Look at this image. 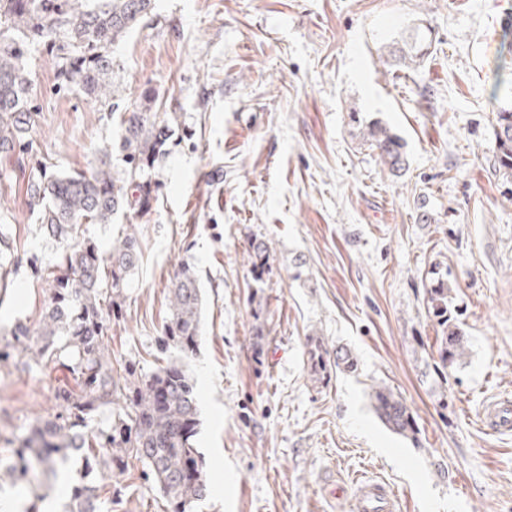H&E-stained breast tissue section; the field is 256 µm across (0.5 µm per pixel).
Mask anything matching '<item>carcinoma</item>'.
<instances>
[{"instance_id": "obj_1", "label": "carcinoma", "mask_w": 512, "mask_h": 512, "mask_svg": "<svg viewBox=\"0 0 512 512\" xmlns=\"http://www.w3.org/2000/svg\"><path fill=\"white\" fill-rule=\"evenodd\" d=\"M152 8V0H0V153L20 145L32 125L28 100L31 72L29 47H48L65 87L76 86L105 104L112 98L106 78L112 73L111 48ZM425 38L415 31L408 47L389 51L392 65L410 67L423 57ZM122 133L112 148L125 168L113 171L103 161L90 172H64L31 183L29 194L42 205L44 232L62 244L57 262L47 273L46 303L38 328L17 323L13 342L0 351L27 357V366L53 365L72 376L55 394L59 411L33 427L18 447L0 458V467L24 480L34 473L56 476L57 461L78 449L84 477L65 484L71 512H101L102 488L97 478L123 476L132 461L142 463L172 512H192L207 498L210 483L205 460L194 447L198 405L194 381L177 363L151 373L133 364L112 372L105 338L112 315L119 313L131 272L139 262L135 227L112 243L107 256L81 233L83 224H110L129 211L143 219L151 211L148 184L142 172L165 154L169 121L150 112H125ZM494 167L512 174V111L497 112ZM363 139L392 170L401 169L403 144L379 121L365 126ZM432 313L448 323V285L439 281L429 290ZM202 294L193 268L184 264L169 291V316L160 346L188 355L200 336ZM439 356L451 367L464 355L463 336L449 327L439 337ZM310 371L319 380L330 369L354 371L352 355L340 348L336 360L318 337L309 339ZM372 407L393 433L414 440L418 434L413 411L387 387L370 396Z\"/></svg>"}]
</instances>
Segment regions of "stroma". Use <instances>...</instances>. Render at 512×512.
<instances>
[{
    "label": "stroma",
    "mask_w": 512,
    "mask_h": 512,
    "mask_svg": "<svg viewBox=\"0 0 512 512\" xmlns=\"http://www.w3.org/2000/svg\"><path fill=\"white\" fill-rule=\"evenodd\" d=\"M511 18L512 0H155L113 49L115 111L59 89L50 53L32 46L33 127L0 154V345L15 323L37 326L60 250L31 181L118 164L121 113H165L156 199L135 223L140 259L107 346L117 370L166 364L170 281L194 268L201 336L180 362L211 479L195 512H351L365 479L389 484L400 512H512V434L481 417L512 396V175L493 167L495 117L512 106ZM418 25L428 54L388 65ZM376 120L402 139L403 170L363 140ZM437 277L465 338L448 368L428 309ZM311 336L350 350L356 371L316 382ZM64 380L0 361V455L55 412ZM380 385L412 409L416 440L376 416ZM132 474L112 512H162L141 465Z\"/></svg>",
    "instance_id": "obj_1"
}]
</instances>
